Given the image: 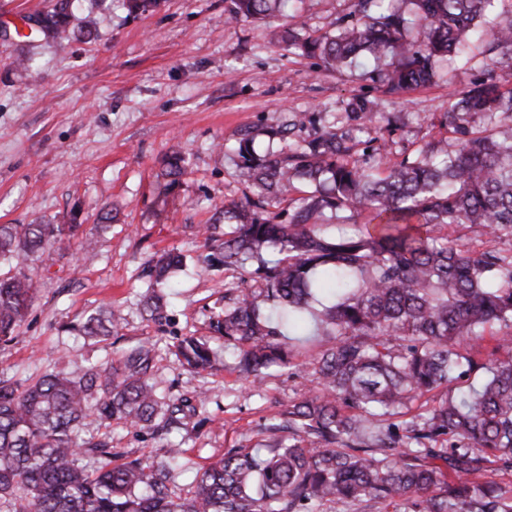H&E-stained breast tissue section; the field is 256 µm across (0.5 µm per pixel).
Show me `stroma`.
Here are the masks:
<instances>
[{
    "mask_svg": "<svg viewBox=\"0 0 512 512\" xmlns=\"http://www.w3.org/2000/svg\"><path fill=\"white\" fill-rule=\"evenodd\" d=\"M49 0H0V224L78 222L63 239L26 264L37 288L18 337L0 345V379L24 381L75 366H107L121 349L146 341L154 348L152 378L170 399L205 395L203 410L179 429L157 436L114 421L89 420L82 441H108L112 462L144 463L181 446L172 490L186 495L197 472L231 448H254L289 403L309 396V364L320 351L317 325L293 337L295 367L253 381L231 365L195 373L182 365L174 337L209 332L224 307L226 284L239 273L199 272V233L243 185L230 151L237 133L266 128L291 113L319 118L337 131L354 129L350 99H374L376 83L355 71L338 74L320 60L280 49L276 35L302 23L303 34L335 28L351 0H292L289 10L261 22L228 23L225 0H161L134 15L126 0H70L64 36L38 33ZM93 18L95 38L74 33ZM29 20V37L13 23ZM486 46L471 45L448 64L452 78L405 92L382 107L378 124L394 156L413 154L437 137L433 120L471 82L483 77ZM187 154L190 169L166 196L159 193L163 159ZM177 250L187 257L170 288V322L158 328L143 311L142 276L151 257ZM102 307L124 322L108 339L83 335L86 318Z\"/></svg>",
    "mask_w": 512,
    "mask_h": 512,
    "instance_id": "1",
    "label": "stroma"
}]
</instances>
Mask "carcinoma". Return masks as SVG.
<instances>
[{"mask_svg":"<svg viewBox=\"0 0 512 512\" xmlns=\"http://www.w3.org/2000/svg\"><path fill=\"white\" fill-rule=\"evenodd\" d=\"M227 19L263 20L289 0H227ZM497 0H353L336 31L302 37L283 29V49L351 72L363 58L384 62L386 96L425 86L464 52ZM67 0L45 13L42 31L65 32ZM491 69L448 101L441 127L415 153L390 157L375 126L381 100L355 98L359 132L375 133L374 164L360 141L328 125L286 151L260 154L254 135L233 146L242 198L224 223L203 228L206 262L245 272L251 285L224 291L210 336H184L175 350L195 371L218 361L212 340L242 376L293 366L274 319L300 325L319 277L334 282L321 315L326 344L312 363L315 391L275 417L263 448H231L195 478L190 496L172 493L171 448L160 461L114 466L107 442L84 444L86 420H112L156 433L182 425L203 400L168 404L150 381L153 348L142 341L106 368L83 366L23 383L0 380V508L4 512H323L336 502L379 512H512V257L448 238L460 224L512 236V90L494 76L512 67V15L489 32ZM309 121L296 113L266 135L286 140ZM163 191L188 161L163 160ZM296 192L299 197L287 199ZM287 207H282L286 201ZM365 217L338 236L320 230L326 213ZM77 224H1L0 264L18 268L76 234ZM183 258L171 250L145 270L144 308L167 321L159 291ZM22 272L0 274V342L12 341L35 296ZM121 314L103 308L82 326L111 335ZM499 327L504 333L486 329ZM487 368L480 388L453 386ZM440 395L411 412L414 401ZM84 453L106 461L89 471Z\"/></svg>","mask_w":512,"mask_h":512,"instance_id":"1","label":"carcinoma"}]
</instances>
